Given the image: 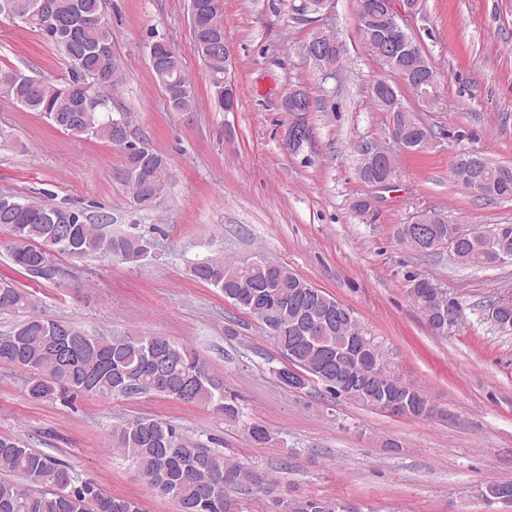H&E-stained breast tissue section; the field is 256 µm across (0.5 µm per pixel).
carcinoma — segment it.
I'll use <instances>...</instances> for the list:
<instances>
[{
    "instance_id": "obj_1",
    "label": "carcinoma",
    "mask_w": 512,
    "mask_h": 512,
    "mask_svg": "<svg viewBox=\"0 0 512 512\" xmlns=\"http://www.w3.org/2000/svg\"><path fill=\"white\" fill-rule=\"evenodd\" d=\"M25 14L17 21L38 31L43 39L67 60L70 79L64 84L47 80L29 81L22 72L0 69V92L26 109L47 118L52 125L74 137L98 138L114 143L113 127H130L127 113L113 117L98 109L85 112L80 108V87L100 69L118 66L112 50V33L108 28L86 29L83 17H101L102 0H18ZM359 24L368 29L360 37L367 51L377 55L381 40L398 42L407 36L391 26L383 0H357ZM150 55L167 59L166 71L155 75L167 97L168 108L186 112L194 108L196 94L182 61L170 43L157 38L149 44ZM382 68L395 76L407 75L413 59L395 49ZM210 87L215 105L224 109L218 94L224 70L212 67ZM386 80L376 79L370 87L375 105L391 114L410 144V150L423 152L427 131L410 124L398 106L378 96L376 89ZM123 169L145 174L146 181L126 184L133 200L150 205L149 194L164 191L168 178L167 159L151 147L134 148L124 155ZM455 179L473 192L512 199V165L495 164L481 154L467 152L453 166ZM14 206L0 210V224L11 239L14 263L35 277L50 275V270L31 268L41 256L38 247L50 235L59 233L63 240L51 245L54 252L71 258L109 255L124 252L127 261H137L144 239L106 236L98 231L90 217L79 209L50 207L43 201L11 197ZM75 216V224H58L55 217ZM512 251V224H495L489 230L474 228L457 244L456 260L479 268L496 266L495 251ZM251 265L241 258L216 256L190 267L191 276L219 289L232 306L248 314L257 308L278 311L288 324H302L311 319L322 321L314 333L315 343L301 344L290 333L270 334L284 359L308 375L323 361H336L334 354L347 355L357 338L359 319L355 312L325 291L315 287L287 265L265 256L253 257ZM409 297L427 323L433 322L431 302L438 287L426 277L414 275ZM29 294L11 282L0 279V312L20 311L28 315L0 336V363L31 370L25 390L30 399L46 401L67 392L99 397L133 398L142 394L161 395L195 404L214 405L224 417L237 421L240 411L235 400L224 396V381L212 375L192 349L177 345L164 336H90L77 328L74 336L65 335V323L44 314L30 312ZM386 357L378 340L359 356L349 360L348 373L355 382L338 388L336 377L324 375L319 380L327 392L364 406L377 408L384 395L411 394L414 418L429 419L424 413L434 411L426 394L393 378L384 379L376 362ZM247 438L255 444L273 440L269 429L260 423L244 425ZM112 448L131 462L149 485L175 501L180 512H238L228 491L242 489V479L255 467L227 458L202 443L184 436L166 422L138 418L112 428ZM224 469V482L215 488L210 474L215 463ZM0 471L14 474L18 481L0 482V512H143L139 502L108 494L93 478H82L70 467L39 450L27 448L17 439L0 436Z\"/></svg>"
}]
</instances>
